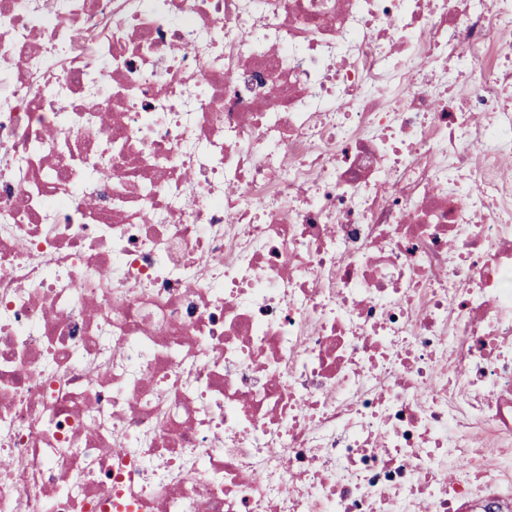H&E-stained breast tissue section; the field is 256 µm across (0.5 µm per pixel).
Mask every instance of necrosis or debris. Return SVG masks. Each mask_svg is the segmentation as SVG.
I'll return each mask as SVG.
<instances>
[{"label":"necrosis or debris","mask_w":512,"mask_h":512,"mask_svg":"<svg viewBox=\"0 0 512 512\" xmlns=\"http://www.w3.org/2000/svg\"><path fill=\"white\" fill-rule=\"evenodd\" d=\"M511 156L512 0H0V512H512Z\"/></svg>","instance_id":"necrosis-or-debris-1"}]
</instances>
